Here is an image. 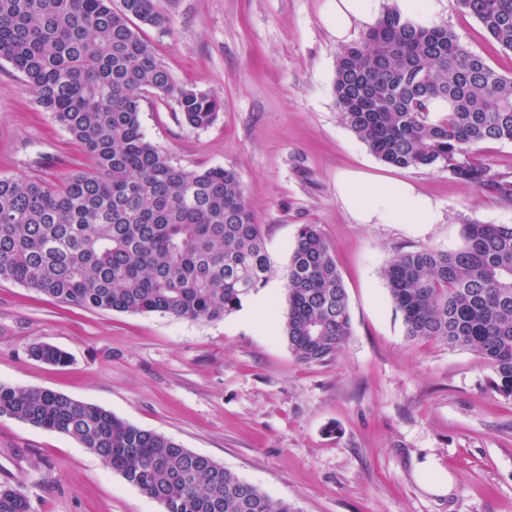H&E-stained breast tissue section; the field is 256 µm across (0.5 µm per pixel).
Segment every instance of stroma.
<instances>
[{"label": "stroma", "mask_w": 512, "mask_h": 512, "mask_svg": "<svg viewBox=\"0 0 512 512\" xmlns=\"http://www.w3.org/2000/svg\"><path fill=\"white\" fill-rule=\"evenodd\" d=\"M321 0H159L171 26L140 29L178 84L219 99L213 124L188 127L174 100L147 96L141 122L172 163L236 173L272 270L242 307L207 321L63 304L0 280V382L50 389L174 438L298 512H512V397L477 353L410 339L381 272L399 253L453 251L465 224H512V201L441 167L399 169L342 123L339 47ZM440 24L512 76V52L455 0ZM79 147L0 60V176L53 181ZM404 178L437 204L434 224H357L336 200L338 170ZM317 225L341 272L352 335L330 361L296 360L260 319L285 312L283 274L298 229ZM36 343L70 357L52 366ZM32 512H164L76 440L0 417V481ZM449 493L433 492L438 480Z\"/></svg>", "instance_id": "stroma-1"}]
</instances>
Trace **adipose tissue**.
<instances>
[{
    "label": "adipose tissue",
    "instance_id": "ef3b65f1",
    "mask_svg": "<svg viewBox=\"0 0 512 512\" xmlns=\"http://www.w3.org/2000/svg\"><path fill=\"white\" fill-rule=\"evenodd\" d=\"M384 0H323L319 17L337 42L374 26ZM336 200L358 224H433L438 207L409 180L345 169L336 175Z\"/></svg>",
    "mask_w": 512,
    "mask_h": 512
}]
</instances>
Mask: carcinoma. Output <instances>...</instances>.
Instances as JSON below:
<instances>
[{"label": "carcinoma", "mask_w": 512, "mask_h": 512, "mask_svg": "<svg viewBox=\"0 0 512 512\" xmlns=\"http://www.w3.org/2000/svg\"><path fill=\"white\" fill-rule=\"evenodd\" d=\"M512 52V0H456ZM166 29L157 0H0V60L92 161L55 182L0 176V279L64 304L186 320H218L263 288L271 270L261 225L236 174L176 166L146 137L145 94L177 102L185 124L211 125L221 103L177 84L131 19ZM343 123L385 164L441 166L512 199V181L471 160L484 142L512 143V77L444 25L418 26L388 6L341 48L334 79ZM448 112L436 116L433 103ZM457 251L397 255L382 277L406 335L481 355L512 397V225L465 224ZM282 334L307 365L352 334L348 294L315 224L302 225L284 275ZM32 357L66 354L39 343ZM0 416L65 434L165 512H297L172 438L96 405L0 383ZM0 512H30L10 481Z\"/></svg>", "instance_id": "carcinoma-1"}]
</instances>
